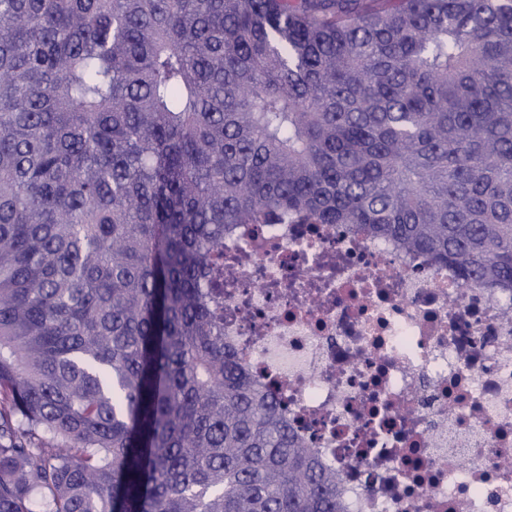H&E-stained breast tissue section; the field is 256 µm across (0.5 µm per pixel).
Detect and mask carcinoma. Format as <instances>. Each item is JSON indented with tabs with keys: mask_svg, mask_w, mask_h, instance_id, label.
Segmentation results:
<instances>
[{
	"mask_svg": "<svg viewBox=\"0 0 512 512\" xmlns=\"http://www.w3.org/2000/svg\"><path fill=\"white\" fill-rule=\"evenodd\" d=\"M512 288V0H0V512H346L224 347V227Z\"/></svg>",
	"mask_w": 512,
	"mask_h": 512,
	"instance_id": "carcinoma-1",
	"label": "carcinoma"
}]
</instances>
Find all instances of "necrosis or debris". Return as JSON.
Wrapping results in <instances>:
<instances>
[{
	"label": "necrosis or debris",
	"mask_w": 512,
	"mask_h": 512,
	"mask_svg": "<svg viewBox=\"0 0 512 512\" xmlns=\"http://www.w3.org/2000/svg\"><path fill=\"white\" fill-rule=\"evenodd\" d=\"M224 344L348 512H512V290L346 226L233 224Z\"/></svg>",
	"instance_id": "obj_1"
}]
</instances>
